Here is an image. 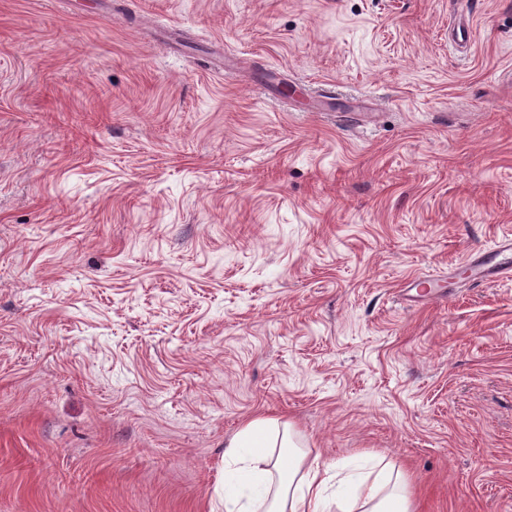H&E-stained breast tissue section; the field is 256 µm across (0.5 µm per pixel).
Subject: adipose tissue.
<instances>
[{
    "instance_id": "1",
    "label": "adipose tissue",
    "mask_w": 512,
    "mask_h": 512,
    "mask_svg": "<svg viewBox=\"0 0 512 512\" xmlns=\"http://www.w3.org/2000/svg\"><path fill=\"white\" fill-rule=\"evenodd\" d=\"M279 426V420L257 418L225 442L224 512H326L331 464L273 454L270 438ZM336 503L342 512H412L407 482L390 463L375 477L358 479Z\"/></svg>"
}]
</instances>
